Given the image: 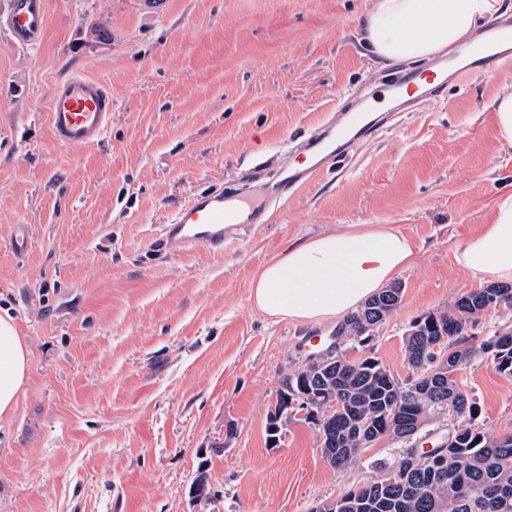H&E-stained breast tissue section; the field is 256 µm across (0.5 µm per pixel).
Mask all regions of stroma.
Instances as JSON below:
<instances>
[{
  "label": "stroma",
  "mask_w": 512,
  "mask_h": 512,
  "mask_svg": "<svg viewBox=\"0 0 512 512\" xmlns=\"http://www.w3.org/2000/svg\"><path fill=\"white\" fill-rule=\"evenodd\" d=\"M369 0H46L42 41L0 28V313L17 321L28 372L0 418V512H311L408 447L380 440L333 468L313 425L267 416L286 377L336 343L338 322L270 317L249 300L288 242L387 224L416 250L373 352L399 379L418 317L478 289L458 246L512 191V147L492 101L512 67L446 86L433 102L217 254L158 252L162 224L209 188L237 189L252 161L342 106L375 72L427 63L373 55ZM112 92V122L84 148L58 144L47 106L71 75ZM31 229L26 250L17 225ZM460 379L487 436L512 432V377L475 355ZM207 461L212 501L191 500Z\"/></svg>",
  "instance_id": "1"
}]
</instances>
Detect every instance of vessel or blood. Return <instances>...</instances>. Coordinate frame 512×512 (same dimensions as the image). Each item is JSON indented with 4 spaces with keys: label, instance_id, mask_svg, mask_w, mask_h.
<instances>
[{
    "label": "vessel or blood",
    "instance_id": "1",
    "mask_svg": "<svg viewBox=\"0 0 512 512\" xmlns=\"http://www.w3.org/2000/svg\"><path fill=\"white\" fill-rule=\"evenodd\" d=\"M12 43L32 46L41 41L46 23L45 0H11L0 21ZM512 65V19L501 22L491 33L475 37L461 47L454 63L440 61L422 81L397 75L388 80H370L371 94L360 106L342 108L326 116L296 147L298 160L281 179V192L298 190L314 180L333 161L348 156L354 145L373 138L378 123L375 105L385 93L399 98L404 109L413 110L430 101L447 83L485 75ZM49 121L55 140L69 148H81L99 140L112 121V98L104 84L81 75L59 83L50 101ZM264 205L244 198L225 196L223 191L202 192L174 210L163 224L158 245L175 255L204 247L223 252L225 243L240 240L250 225L267 223Z\"/></svg>",
    "mask_w": 512,
    "mask_h": 512
}]
</instances>
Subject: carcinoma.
<instances>
[{"label":"carcinoma","mask_w":512,"mask_h":512,"mask_svg":"<svg viewBox=\"0 0 512 512\" xmlns=\"http://www.w3.org/2000/svg\"><path fill=\"white\" fill-rule=\"evenodd\" d=\"M402 288L392 285L369 299L340 327L344 336H371L398 308ZM512 308V285L496 284L465 292L443 312L425 314L407 330L404 350L408 364L420 377L400 382L382 362L363 355L347 357V350L330 353L327 372L309 366L288 376L284 386L299 406L291 415L304 412V422L315 424L316 413L337 396L345 416L332 434L317 430L320 448L334 449L329 464L344 468L360 457L362 436L358 427L375 440L391 436L406 443L407 427L420 416L429 417L451 406L462 415L473 412L475 401L459 379L442 380L430 374L433 344L448 337L453 356L463 361L477 352L486 354L497 371L512 376V331L497 332L471 345L469 334L478 317L490 308ZM435 454L419 459L408 452L394 463L381 462V479L356 487L325 502L323 512H512V503L501 508L490 496L497 488L512 494V435L489 437L470 426L457 425L444 440L433 442Z\"/></svg>","instance_id":"carcinoma-1"}]
</instances>
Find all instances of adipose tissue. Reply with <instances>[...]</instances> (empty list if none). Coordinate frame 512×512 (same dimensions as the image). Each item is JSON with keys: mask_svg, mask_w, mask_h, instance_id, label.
Returning a JSON list of instances; mask_svg holds the SVG:
<instances>
[{"mask_svg": "<svg viewBox=\"0 0 512 512\" xmlns=\"http://www.w3.org/2000/svg\"><path fill=\"white\" fill-rule=\"evenodd\" d=\"M512 0H372L361 39L379 57L417 61L467 42ZM410 240L386 224H350L288 245L251 283L254 306L299 323L344 318L415 263ZM457 264L474 280L512 283V193L490 223L457 249ZM28 370L16 321L0 314V417L13 412Z\"/></svg>", "mask_w": 512, "mask_h": 512, "instance_id": "1", "label": "adipose tissue"}]
</instances>
